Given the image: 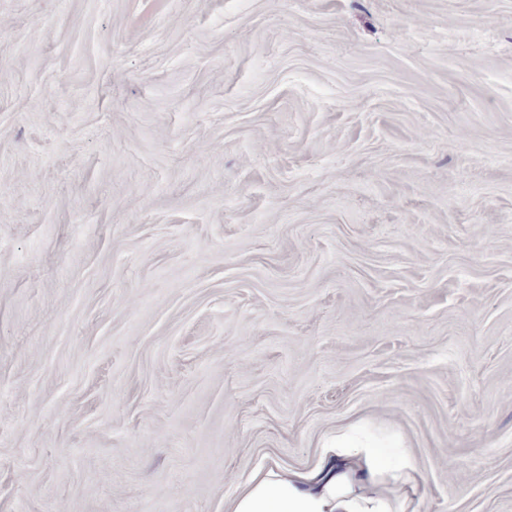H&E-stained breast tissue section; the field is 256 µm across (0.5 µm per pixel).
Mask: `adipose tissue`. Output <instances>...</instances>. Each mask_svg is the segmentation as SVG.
Returning <instances> with one entry per match:
<instances>
[{
    "instance_id": "ef3b65f1",
    "label": "adipose tissue",
    "mask_w": 512,
    "mask_h": 512,
    "mask_svg": "<svg viewBox=\"0 0 512 512\" xmlns=\"http://www.w3.org/2000/svg\"><path fill=\"white\" fill-rule=\"evenodd\" d=\"M372 442L337 435L311 470H257L224 505L226 512H416V469L406 465L399 491L382 487Z\"/></svg>"
}]
</instances>
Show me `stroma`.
I'll return each mask as SVG.
<instances>
[{"label": "stroma", "instance_id": "35a3bbf8", "mask_svg": "<svg viewBox=\"0 0 512 512\" xmlns=\"http://www.w3.org/2000/svg\"><path fill=\"white\" fill-rule=\"evenodd\" d=\"M357 422L512 512V0H0V512Z\"/></svg>", "mask_w": 512, "mask_h": 512}]
</instances>
